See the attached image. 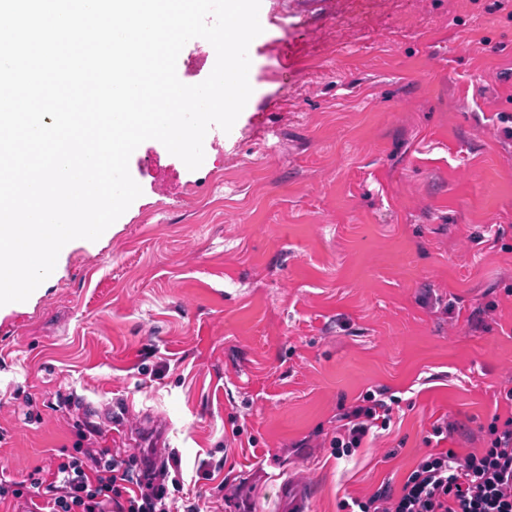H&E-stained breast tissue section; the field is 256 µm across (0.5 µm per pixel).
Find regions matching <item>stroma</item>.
<instances>
[{"mask_svg":"<svg viewBox=\"0 0 512 512\" xmlns=\"http://www.w3.org/2000/svg\"><path fill=\"white\" fill-rule=\"evenodd\" d=\"M304 2L261 0L252 96L202 165L142 143L109 235L0 310L5 477L108 407L168 421L202 512H286L289 481L340 512L400 489L437 419L463 453L512 415V0ZM381 386L391 430L336 458L340 407Z\"/></svg>","mask_w":512,"mask_h":512,"instance_id":"obj_1","label":"stroma"}]
</instances>
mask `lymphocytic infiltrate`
Instances as JSON below:
<instances>
[{
	"label": "lymphocytic infiltrate",
	"mask_w": 512,
	"mask_h": 512,
	"mask_svg": "<svg viewBox=\"0 0 512 512\" xmlns=\"http://www.w3.org/2000/svg\"><path fill=\"white\" fill-rule=\"evenodd\" d=\"M399 400L387 387L366 391L337 414L329 445L351 455L364 439L389 430ZM485 446L464 455L429 452L400 491L382 485L371 496L342 500L341 512H512V416L492 417ZM107 430L86 425L73 451L27 479L0 478V503L24 500L30 512H173L181 462L170 448H115Z\"/></svg>",
	"instance_id": "lymphocytic-infiltrate-1"
}]
</instances>
